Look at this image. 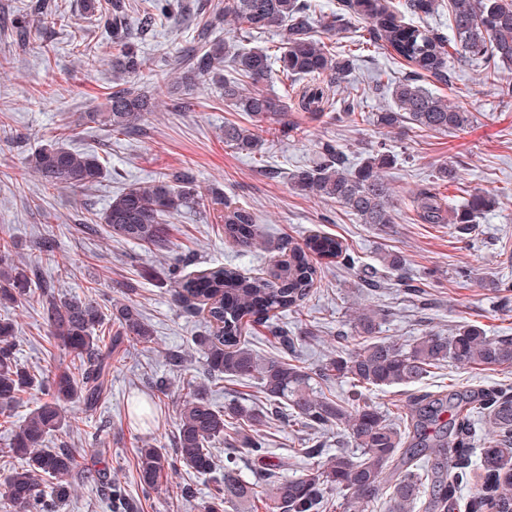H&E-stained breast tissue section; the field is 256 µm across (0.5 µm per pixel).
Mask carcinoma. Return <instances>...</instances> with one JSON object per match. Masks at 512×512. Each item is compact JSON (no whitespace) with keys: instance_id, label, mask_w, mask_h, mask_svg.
<instances>
[{"instance_id":"obj_1","label":"carcinoma","mask_w":512,"mask_h":512,"mask_svg":"<svg viewBox=\"0 0 512 512\" xmlns=\"http://www.w3.org/2000/svg\"><path fill=\"white\" fill-rule=\"evenodd\" d=\"M88 12L100 14L112 28L117 54L112 58V93L107 111L91 112L114 132L142 130L147 116L156 110L151 96L135 87L143 71V59L128 32L122 0H87ZM438 9L437 0H338L327 30L345 32L364 22L365 44L407 67L402 78L390 83L393 106L376 114L385 128L402 124L422 131L460 132L472 122L464 103L454 106L435 95L426 80L453 84V63L481 61L486 78H496L503 67L512 68V0H448V31L430 30L414 23ZM316 0H224V14L206 19L195 47L186 57L187 78L210 81L220 88L224 104L255 121L278 125L277 131L299 136V124L284 121L288 109L309 112L335 104L334 88L346 81L355 57L338 53L312 35ZM233 23L238 37L252 38L272 28L282 29L275 54L263 47L230 51L219 47L210 34L224 21ZM278 69H273V66ZM285 78L325 81L328 91L304 90L287 104L265 93L260 84L273 72ZM77 128L66 126L60 136L36 149L30 165L48 189L89 187L107 174L106 163L93 151H75L68 142L78 137ZM224 144L239 152L263 150L265 139L258 128L227 122ZM321 161L290 177L294 190L338 203L364 224H392L390 188L381 171L394 156L381 149L351 169L334 144L321 147ZM498 203L495 196L475 192L463 203L453 204L433 189L411 197L418 220L424 224H453L460 235L472 233L477 219ZM218 205L217 219L224 237L241 248H251L262 238L253 215L224 196L207 199L198 193L187 171L164 173L151 183L133 184L112 196L101 213L100 223L123 241L168 248L165 224L193 206ZM11 243L0 240V302L15 304L39 290L42 315L48 334L59 340L72 360L83 367L78 375L65 371L48 382L41 374L20 365L15 353V325L0 319V416L21 394L35 387L45 399L21 422L11 425L8 452L22 461L4 480L10 512H58L70 497L78 469V451L50 448L47 437L73 425L65 404L80 403L91 411L99 403L112 374L127 348L153 343V332L138 307L120 304L110 316L89 299L54 295L32 266L7 258ZM277 249L288 260L273 264L262 277L245 275L237 266L222 264L196 277L170 284L173 302L188 311L204 314L205 334L195 338L202 372L182 382L181 408L173 436L175 459L160 448H142L138 456L140 485L148 490L176 464L207 475L215 470L210 445L222 438L230 445L224 456L223 479L215 482L203 512H256L260 501L265 512H321L325 494H342L343 512H368L384 475L395 477L387 512H413L423 492H428L427 512H450L458 493L467 485L468 512H512V396L451 391L420 395L409 411L392 420L379 410L365 392L420 383L448 362L460 366L512 368V338H491L473 324L461 325L448 336L429 332L403 344L378 335L379 313L363 309L353 318V336L320 365L310 368L301 360L297 346L314 338L305 329L298 336L277 329L288 351L286 359L261 360L242 340L249 323L269 326L276 314L296 309L318 281V260L340 258L349 264L348 247L336 238L315 236L300 244L283 241ZM116 331L109 341L101 336L106 319ZM235 377L257 381L267 402L263 409L247 408L232 399L219 409L209 398L205 381ZM333 379L351 382L345 402L327 396L322 383ZM289 411L293 420L312 428L343 429L355 451H341L297 476L265 485L244 478L238 466L236 435L254 431ZM485 417L489 438L484 442L480 464L464 481L462 470L470 467L472 426L475 415ZM246 450L257 465L273 472L264 442L253 438ZM424 455L442 460L422 482L415 461Z\"/></svg>"}]
</instances>
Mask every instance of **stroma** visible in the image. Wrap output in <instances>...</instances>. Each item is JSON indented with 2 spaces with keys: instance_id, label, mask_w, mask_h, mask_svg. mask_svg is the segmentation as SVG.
Instances as JSON below:
<instances>
[{
  "instance_id": "obj_1",
  "label": "stroma",
  "mask_w": 512,
  "mask_h": 512,
  "mask_svg": "<svg viewBox=\"0 0 512 512\" xmlns=\"http://www.w3.org/2000/svg\"><path fill=\"white\" fill-rule=\"evenodd\" d=\"M36 0H0V239L13 241L15 259L36 266L41 280L59 295L89 296L103 312L132 302L153 331L151 348L136 347L112 369L111 384L93 410L69 405L76 431L53 433L50 447H69L84 459L98 457L113 484L121 486L133 512H200V504L223 468L202 476L181 468L164 475L154 490H143L136 471L140 448H173L179 411L178 388L184 372L200 367L194 344L204 320L174 305L170 283L208 267L232 263L250 276L262 275L280 256L272 241L303 242L309 235L332 236L348 245L354 264L322 260V277L299 312L285 318L288 329L310 328L302 360L320 364L348 331L360 307L382 315L379 334L410 343L428 332L449 334L458 325L475 323L488 336H512V312L503 311L498 284H512V98H501L496 82L479 65L457 70V90L435 82L431 89L449 102L464 101L475 120L460 134L378 126L376 114L392 104L388 82L405 69L379 52H362L355 69L338 89L339 99L353 101L354 115L295 112L291 118L305 129L299 139L267 135L262 153H240L224 144V124L236 114L225 106L212 83L187 82L177 60L190 49L202 18L223 11L224 0H167L141 43L143 85L163 74L168 83L161 107L150 114L140 134L121 135L88 121L104 111L112 90V35L102 21L86 15L83 0H49L62 20L51 29L37 26ZM177 111H169V104ZM79 126L76 150L104 157L108 173L89 188L46 189L28 167L27 156L55 138L61 127ZM343 151L347 167H357L372 150L386 146L394 157L382 172L392 191L395 221L365 224L339 204L299 194L289 184L292 174L320 160L321 143ZM190 168L203 196L221 192L250 211L269 246L240 250L224 238L222 225L205 210L186 209L166 233L171 249L113 238L106 225L85 228V217L101 213L112 195L135 182ZM455 178L443 181L442 169ZM438 187L460 201L488 191L498 205L482 215L471 235L459 236L453 225L424 224L410 206L413 194ZM54 241L51 252L37 247ZM390 251L405 259L403 272L384 269ZM408 277L416 293L400 286ZM16 325L17 356L30 370H56L66 363L80 366L49 336L41 300L31 295L21 304L0 306V319ZM185 356L183 370L169 365L167 354ZM165 382L166 393L156 390ZM450 390H485L512 395V369L463 368L453 363L435 370L421 383L367 394L378 408L406 406L414 397ZM279 474L288 478L308 467L298 449L321 441L325 456L350 449L341 430H301L283 423L263 431ZM193 485L196 496L180 497V486Z\"/></svg>"
}]
</instances>
